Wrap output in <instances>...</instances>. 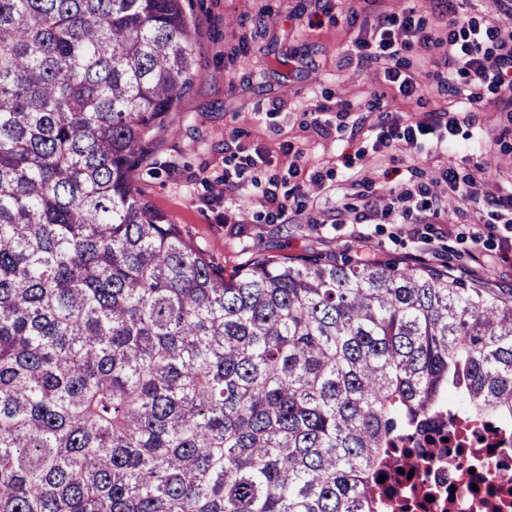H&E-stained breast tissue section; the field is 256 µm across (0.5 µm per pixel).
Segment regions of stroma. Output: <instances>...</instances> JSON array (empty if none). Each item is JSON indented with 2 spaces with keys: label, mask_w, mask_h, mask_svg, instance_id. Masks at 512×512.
Returning a JSON list of instances; mask_svg holds the SVG:
<instances>
[{
  "label": "stroma",
  "mask_w": 512,
  "mask_h": 512,
  "mask_svg": "<svg viewBox=\"0 0 512 512\" xmlns=\"http://www.w3.org/2000/svg\"><path fill=\"white\" fill-rule=\"evenodd\" d=\"M184 5L196 26L197 78L135 181L143 197L179 225L208 261L229 273L259 249L293 258L355 259L368 250L403 266L425 262L512 289V233L500 224L476 231L468 207L450 223L417 225L413 238L389 219L357 226L337 213L343 194H352L357 205L370 196L368 189L352 190L353 172L368 171L379 185L386 179L365 113L330 118L322 130L313 125L316 106L355 100L371 87V72L351 57L352 33L336 22L339 0H184ZM311 14L318 15L319 27H309ZM490 128L503 137L488 157L478 141ZM453 139L461 147L451 161L458 175L473 173L486 161L502 189L512 188V114L477 113L474 124L460 125ZM256 154L264 155L263 179L288 216L273 218L256 204L245 223H225V213L236 210L240 199L221 194L218 181L229 171L249 182L252 171L243 159ZM314 173L323 189L309 202L296 187Z\"/></svg>",
  "instance_id": "obj_1"
}]
</instances>
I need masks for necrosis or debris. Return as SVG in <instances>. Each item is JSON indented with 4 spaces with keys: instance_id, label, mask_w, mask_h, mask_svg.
Wrapping results in <instances>:
<instances>
[{
    "instance_id": "4bbe7bcc",
    "label": "necrosis or debris",
    "mask_w": 512,
    "mask_h": 512,
    "mask_svg": "<svg viewBox=\"0 0 512 512\" xmlns=\"http://www.w3.org/2000/svg\"><path fill=\"white\" fill-rule=\"evenodd\" d=\"M455 423V439L429 444L430 461L390 468L393 512H512V430L491 424L476 438L463 417Z\"/></svg>"
}]
</instances>
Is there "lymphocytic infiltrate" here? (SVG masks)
I'll list each match as a JSON object with an SVG mask.
<instances>
[{"mask_svg":"<svg viewBox=\"0 0 512 512\" xmlns=\"http://www.w3.org/2000/svg\"><path fill=\"white\" fill-rule=\"evenodd\" d=\"M362 8L341 10L354 31L351 51L371 70L375 87L358 102L337 101V112L374 114L373 144L380 159L401 148L416 161L424 144L455 154L452 134L477 112H512V0H490L482 10H461L458 0H428L421 6L393 7L390 0H364ZM417 113L399 115L400 103ZM488 164L475 175L458 177L440 166L428 181L383 187L370 205L355 212V223L388 216L402 202L401 219L426 223L475 203L478 224H512V194L490 179Z\"/></svg>","mask_w":512,"mask_h":512,"instance_id":"lymphocytic-infiltrate-1","label":"lymphocytic infiltrate"}]
</instances>
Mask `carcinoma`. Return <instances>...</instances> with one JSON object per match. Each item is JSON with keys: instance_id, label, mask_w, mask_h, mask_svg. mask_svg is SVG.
Segmentation results:
<instances>
[{"instance_id": "carcinoma-1", "label": "carcinoma", "mask_w": 512, "mask_h": 512, "mask_svg": "<svg viewBox=\"0 0 512 512\" xmlns=\"http://www.w3.org/2000/svg\"><path fill=\"white\" fill-rule=\"evenodd\" d=\"M182 0H0V512H386L454 403L512 427V290L255 253L143 199Z\"/></svg>"}]
</instances>
